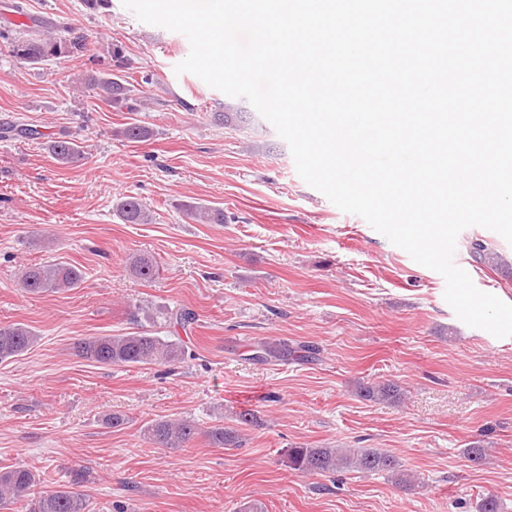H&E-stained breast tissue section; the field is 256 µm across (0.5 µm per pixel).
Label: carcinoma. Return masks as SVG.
Instances as JSON below:
<instances>
[{
    "instance_id": "1",
    "label": "carcinoma",
    "mask_w": 512,
    "mask_h": 512,
    "mask_svg": "<svg viewBox=\"0 0 512 512\" xmlns=\"http://www.w3.org/2000/svg\"><path fill=\"white\" fill-rule=\"evenodd\" d=\"M12 56L29 65H41L53 59L70 58L86 50L85 39L76 34L67 23L56 24L49 31L26 30L11 38ZM88 85L98 90V95L119 112H137L141 101L136 97L133 84L106 68L88 77ZM49 149L64 165H72L84 158L83 146L72 139L54 140ZM116 215L125 224H150L152 211L135 197H124L115 205ZM184 211L188 219L200 224L224 223V210L204 205L188 204ZM130 269L144 280L157 274L153 260L145 255L132 258ZM83 271L67 261L26 267L19 283L29 294L56 293L77 288L83 282ZM165 321L185 329L194 323L193 312L178 308L165 314ZM38 340V334L21 323L0 325V362L20 356ZM77 355L98 364L117 367L167 364L179 361L186 355V346L178 338L159 336L149 331H136L119 336H93L74 344ZM318 349L310 345H294L273 340L259 343L251 354L258 362L309 361ZM362 398L371 401L397 400L398 388L389 383L365 384L360 387ZM199 434L196 423L188 420L155 419L143 429L144 438L165 448H182ZM210 443L217 448H236L241 443L234 429L215 425L206 431ZM287 467L308 475L332 474L343 468H354L362 473L385 472L396 481L409 485L412 480L401 470L398 460L391 454L373 449L343 453L336 448H289L286 452ZM38 475L26 467L0 471V507L17 505L30 512H90L83 494L68 486L35 492Z\"/></svg>"
}]
</instances>
